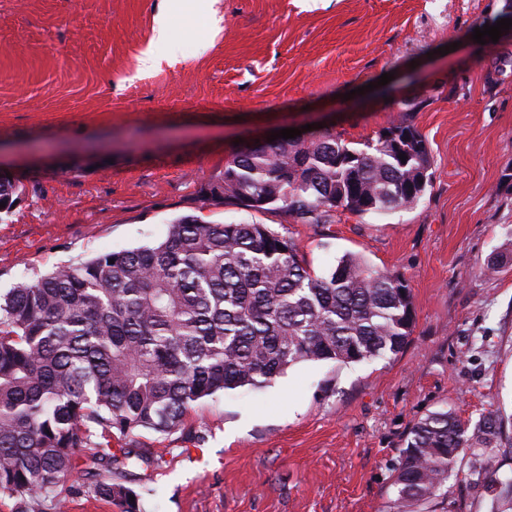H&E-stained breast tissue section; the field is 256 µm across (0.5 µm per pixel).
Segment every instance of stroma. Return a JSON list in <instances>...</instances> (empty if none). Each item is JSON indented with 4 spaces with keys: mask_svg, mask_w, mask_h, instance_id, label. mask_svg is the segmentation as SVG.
Instances as JSON below:
<instances>
[{
    "mask_svg": "<svg viewBox=\"0 0 512 512\" xmlns=\"http://www.w3.org/2000/svg\"><path fill=\"white\" fill-rule=\"evenodd\" d=\"M506 2L214 0L220 32L171 16L145 71L161 0H0V165L21 188L0 217L1 292L191 213L268 225L318 274L363 256L411 291L397 355L303 362L131 435L165 451L125 473L142 512H390L406 435L446 408L497 412L512 471V264L483 274L512 240V29L472 38ZM403 122L433 172L411 208L316 226L201 201L235 143L318 123L356 144ZM448 509L489 512L484 483L449 479Z\"/></svg>",
    "mask_w": 512,
    "mask_h": 512,
    "instance_id": "35a3bbf8",
    "label": "stroma"
}]
</instances>
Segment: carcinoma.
Wrapping results in <instances>:
<instances>
[{"mask_svg":"<svg viewBox=\"0 0 512 512\" xmlns=\"http://www.w3.org/2000/svg\"><path fill=\"white\" fill-rule=\"evenodd\" d=\"M431 179L425 139L402 123L361 147L328 130L254 142L200 194L324 225L345 211L411 208ZM19 192L0 176V215ZM413 323L405 280L363 257L346 254L318 275L292 238L266 224L195 214L175 218L156 245L19 283L0 295V512H69L83 485L64 477L80 454L92 464L94 497L142 512L140 495L116 476L161 452L131 447L128 435L180 430L193 406L265 386L298 363L395 355ZM502 429L491 411L473 425L447 409L420 419L393 465V512L448 504L462 448L479 450L491 512H512Z\"/></svg>","mask_w":512,"mask_h":512,"instance_id":"carcinoma-1","label":"carcinoma"}]
</instances>
